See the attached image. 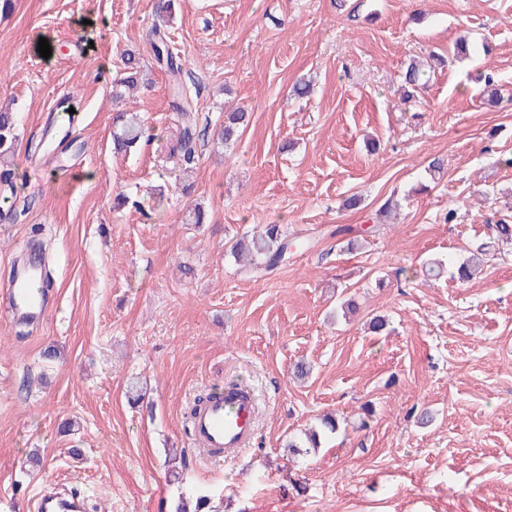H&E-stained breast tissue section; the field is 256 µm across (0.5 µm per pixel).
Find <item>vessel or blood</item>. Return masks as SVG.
I'll return each instance as SVG.
<instances>
[{
	"label": "vessel or blood",
	"mask_w": 512,
	"mask_h": 512,
	"mask_svg": "<svg viewBox=\"0 0 512 512\" xmlns=\"http://www.w3.org/2000/svg\"><path fill=\"white\" fill-rule=\"evenodd\" d=\"M36 276L34 268L20 269L5 290L13 313L33 322L43 320L48 310L47 301L38 298L31 286ZM257 417L258 404L254 390L231 385L197 410L189 420V431L211 458L220 460L225 454L249 446L254 437ZM53 506L59 508L60 512H85L86 502L77 494L43 495L41 512H48Z\"/></svg>",
	"instance_id": "obj_1"
}]
</instances>
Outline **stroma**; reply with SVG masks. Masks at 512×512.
Masks as SVG:
<instances>
[{
    "mask_svg": "<svg viewBox=\"0 0 512 512\" xmlns=\"http://www.w3.org/2000/svg\"><path fill=\"white\" fill-rule=\"evenodd\" d=\"M156 3L0 12V110L17 134L0 180V287L40 244L49 277L43 321L22 324L0 297V512H35L70 485L89 512H167L183 485L233 512H512V244L468 282L425 271L469 257L488 220L512 213V0H174L165 17ZM155 25L202 131L188 169L177 98L144 38ZM463 35L489 53L453 59ZM128 49L150 85L116 102ZM432 50L449 64L403 100L405 65ZM489 72L495 107L477 94ZM303 78L313 90L300 98ZM62 92L76 113L58 133ZM235 107L249 123L225 146L212 134ZM122 111L149 131L127 155L112 151ZM120 194L131 202L117 210ZM267 224L302 249L277 271L240 272L229 246ZM367 224L376 232L351 249L335 233ZM348 297L356 312L337 313ZM376 314L389 322L378 335ZM229 382L258 392V427L214 461L184 415ZM326 414L338 432L289 456L288 440ZM172 448L190 460L180 482Z\"/></svg>",
    "mask_w": 512,
    "mask_h": 512,
    "instance_id": "obj_1",
    "label": "stroma"
}]
</instances>
